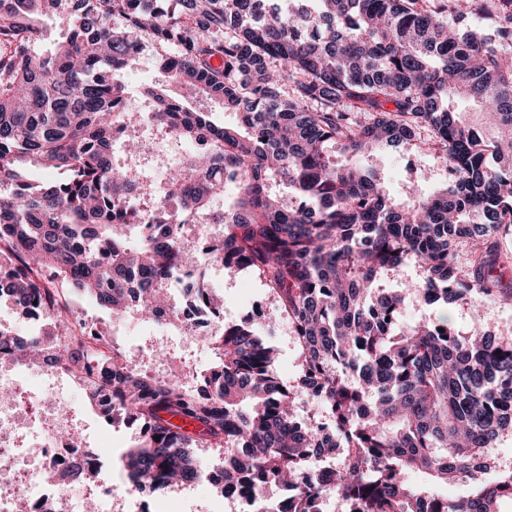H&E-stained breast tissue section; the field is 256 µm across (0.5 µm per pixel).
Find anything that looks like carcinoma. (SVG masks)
<instances>
[{"label": "carcinoma", "mask_w": 512, "mask_h": 512, "mask_svg": "<svg viewBox=\"0 0 512 512\" xmlns=\"http://www.w3.org/2000/svg\"><path fill=\"white\" fill-rule=\"evenodd\" d=\"M469 3L495 19L494 34L460 27ZM49 14L70 30L43 53L37 19ZM148 44L173 83L235 110L241 128L144 87L147 120L192 148L145 210L148 184L112 160V132L130 130V156L148 152L122 81ZM455 99L479 105L497 140L456 120ZM422 131L457 179L430 196L410 188L402 204L380 174L326 155L330 144L395 151ZM43 165L58 178L24 175ZM226 173L235 198L214 213ZM168 199L199 224L224 225L212 246L224 270L253 273L274 297L300 347L296 384L278 378L275 349L245 323L206 337L215 364L199 389L72 329L60 281L114 320L129 310L179 319L167 286L196 263ZM511 232L512 0H296L288 13L262 0H0V297L45 312L53 328L0 331V357L67 360L78 374L96 364L89 403L143 430L122 456L141 486L202 478L194 449L211 448L227 460L224 483L248 497L292 489L287 512H324L330 497L350 512H499L512 474L485 480L484 457L512 431V341L431 316L398 331L405 294L379 283L417 262L425 301L478 304L503 287L500 239ZM185 291L198 309H223L204 287ZM305 394L333 428L298 419ZM339 448L336 470L317 474ZM412 468L470 491L450 500L408 485ZM61 480L102 492L81 467Z\"/></svg>", "instance_id": "cac0c4a2"}]
</instances>
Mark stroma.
Returning a JSON list of instances; mask_svg holds the SVG:
<instances>
[{"instance_id":"1","label":"stroma","mask_w":512,"mask_h":512,"mask_svg":"<svg viewBox=\"0 0 512 512\" xmlns=\"http://www.w3.org/2000/svg\"><path fill=\"white\" fill-rule=\"evenodd\" d=\"M126 92L133 103H143L142 89L150 85L160 89L168 88V76L157 65L151 48H144L124 71ZM333 160L337 164L356 165L376 170L386 181L387 190L395 201H402L406 187H414L420 193L430 195L452 186L456 175L435 151L428 149L423 138L416 137L403 145L397 152H376L370 155L350 158L348 153L333 148ZM208 288L224 296V318L234 323L253 324L259 335L269 337L277 351L275 371L285 382H294L301 373L300 350L287 320H280L274 326L255 320L252 308L262 304L267 310H274L275 302L263 283L249 273L233 276L223 274L217 267L205 269ZM68 299L76 314L93 325H100L107 336L125 347L133 364H146L151 373L169 378L188 371L201 372L207 369L213 357L202 345L190 342L185 337L165 331L155 332L136 316L124 318L115 323L108 310L84 300L77 294H69ZM442 315L449 316L457 330L467 332L474 328L487 330L501 341L512 340V297L502 293L482 301L479 307L443 303L426 304L420 298L407 296L401 311V320L414 323L421 318ZM96 412L84 399L74 402V420L81 423L84 434L106 435L112 443L110 462L113 469H120L121 456L137 444L139 431L116 421L112 425L95 422Z\"/></svg>"}]
</instances>
